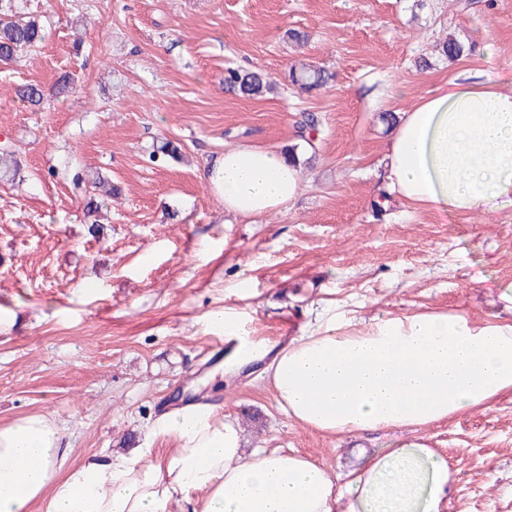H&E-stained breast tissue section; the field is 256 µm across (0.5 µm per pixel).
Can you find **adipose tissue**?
<instances>
[{"instance_id":"1","label":"adipose tissue","mask_w":512,"mask_h":512,"mask_svg":"<svg viewBox=\"0 0 512 512\" xmlns=\"http://www.w3.org/2000/svg\"><path fill=\"white\" fill-rule=\"evenodd\" d=\"M390 187L410 205L441 213L512 208V92L448 81L402 112L386 154ZM203 178L226 211H280L301 191L298 163L273 148H225ZM289 419L314 431L420 427L488 407L512 390V324H476L425 312L354 329L329 320L271 349L239 348L234 377L257 356ZM171 441L67 465L64 433L41 414L0 426V512H439L448 464L418 441L370 458L335 485L306 455L244 448L238 421L206 403L157 420Z\"/></svg>"}]
</instances>
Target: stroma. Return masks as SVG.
Masks as SVG:
<instances>
[{"label":"stroma","mask_w":512,"mask_h":512,"mask_svg":"<svg viewBox=\"0 0 512 512\" xmlns=\"http://www.w3.org/2000/svg\"><path fill=\"white\" fill-rule=\"evenodd\" d=\"M48 35L0 62V425L38 413L69 460L141 448L165 412L205 402L246 447L323 465L334 483L371 454L423 441L453 474L441 512H512V390L487 408L415 429L323 435L290 420L260 374L225 378L229 309L245 336L286 344L333 313L357 327L422 312L512 323V210L408 206L385 179L395 113L449 80L512 91V0H19ZM306 32L296 47L289 30ZM472 47L448 61L437 41ZM328 70L304 92L289 70ZM273 91L224 90L226 67ZM71 75L75 87L57 94ZM39 85L43 101L16 95ZM314 116L319 137L303 146ZM180 148L160 163L150 152ZM296 147L302 191L243 219L203 180L225 147ZM117 190L88 212L90 183Z\"/></svg>","instance_id":"obj_1"}]
</instances>
